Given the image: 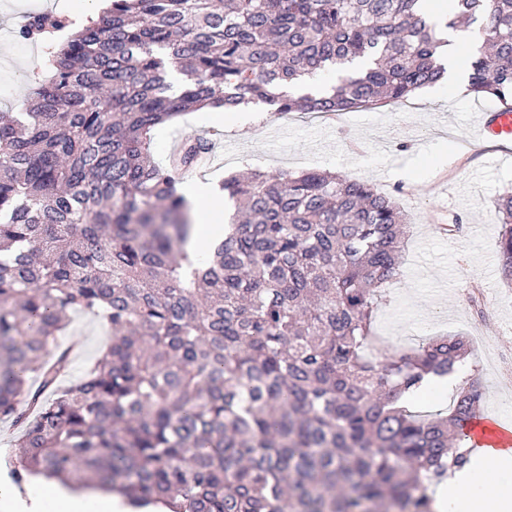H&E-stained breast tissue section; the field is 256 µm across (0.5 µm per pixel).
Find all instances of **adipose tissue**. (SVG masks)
I'll return each mask as SVG.
<instances>
[{"instance_id": "obj_1", "label": "adipose tissue", "mask_w": 512, "mask_h": 512, "mask_svg": "<svg viewBox=\"0 0 512 512\" xmlns=\"http://www.w3.org/2000/svg\"><path fill=\"white\" fill-rule=\"evenodd\" d=\"M432 23L445 44L442 53L448 62L451 77H458V66L466 40L463 31L447 28V0H428ZM184 195L193 205L192 216L197 224L188 246L189 253H201L221 232L224 221V200L210 186L189 183ZM440 506L451 512H512V482L487 485L480 483L477 471L456 474L435 493ZM0 512H130L122 498L101 489H70L60 485L47 486L38 496L21 497L14 487L0 483Z\"/></svg>"}]
</instances>
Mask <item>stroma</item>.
<instances>
[{
	"label": "stroma",
	"mask_w": 512,
	"mask_h": 512,
	"mask_svg": "<svg viewBox=\"0 0 512 512\" xmlns=\"http://www.w3.org/2000/svg\"><path fill=\"white\" fill-rule=\"evenodd\" d=\"M73 2L0 0V112L20 111L34 95L31 75L41 64L42 46L19 38L25 16L69 17ZM495 104V99L456 93L441 84L418 91L409 105L326 117L271 113L243 130L197 111L157 127L153 154L165 163L187 135L204 133L215 144V161L194 178L209 185L250 169L327 170L391 194L409 218L410 233L401 275L384 290L376 335L397 349L442 333L481 337L486 349L473 352L471 362L485 388L483 412L512 422V390L504 386L494 356L498 350L512 352V288L499 273V218L493 205L512 187V148L483 141L479 120L481 111ZM456 220L463 226L459 236L435 233V225ZM473 282L485 297L480 318L471 315L465 297ZM109 337L99 319L72 313L49 346L53 352H71L64 385L90 369Z\"/></svg>",
	"instance_id": "obj_1"
}]
</instances>
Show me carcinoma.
Here are the masks:
<instances>
[{"instance_id":"1","label":"carcinoma","mask_w":512,"mask_h":512,"mask_svg":"<svg viewBox=\"0 0 512 512\" xmlns=\"http://www.w3.org/2000/svg\"><path fill=\"white\" fill-rule=\"evenodd\" d=\"M452 5L448 27L478 43L468 92L512 105V0ZM67 28L25 111L0 113L13 482L110 485L171 512H437L433 487L470 464L485 392L472 378L427 419L401 401L468 362L457 334L366 354L408 236L393 197L316 170L231 176L232 222L194 263L181 188L212 141L190 135L164 165L151 150L156 127L207 105L338 115L409 100L445 74L423 0H109L87 25L34 13L20 34ZM358 58L371 66L320 96L275 93ZM495 209L512 288V191ZM75 310L112 340L61 388L70 351L48 347Z\"/></svg>"}]
</instances>
